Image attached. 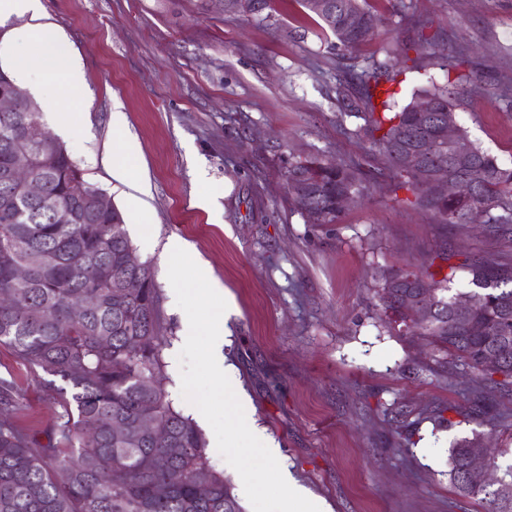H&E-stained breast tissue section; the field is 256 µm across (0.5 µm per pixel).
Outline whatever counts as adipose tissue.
<instances>
[{
	"instance_id": "ef3b65f1",
	"label": "adipose tissue",
	"mask_w": 512,
	"mask_h": 512,
	"mask_svg": "<svg viewBox=\"0 0 512 512\" xmlns=\"http://www.w3.org/2000/svg\"><path fill=\"white\" fill-rule=\"evenodd\" d=\"M23 15L30 18L24 34L35 43L36 49L25 56L14 43L0 42V66L10 70L21 82H33L34 71L53 70L68 83H79V69L68 56L60 54L54 28L42 20L40 0H0V25Z\"/></svg>"
}]
</instances>
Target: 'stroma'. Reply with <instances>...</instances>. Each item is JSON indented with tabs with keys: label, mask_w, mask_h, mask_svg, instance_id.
Instances as JSON below:
<instances>
[{
	"label": "stroma",
	"mask_w": 512,
	"mask_h": 512,
	"mask_svg": "<svg viewBox=\"0 0 512 512\" xmlns=\"http://www.w3.org/2000/svg\"><path fill=\"white\" fill-rule=\"evenodd\" d=\"M405 2L404 16L392 0H368L385 26L343 61L300 0H280L269 21L230 18L205 0H41L83 73L78 88L39 77L77 115L60 140L111 194L136 256L154 267L169 336L158 384L214 442L181 395L185 314L171 304L163 250L179 238L234 303L221 353L247 421L322 512H485L450 484L449 450L475 435L486 448L512 439V390L432 362L420 340L387 327L377 294L385 275L425 272L442 250L498 262L512 258V244L417 208L360 134L362 119L341 111L337 90L339 67L384 59L399 41L421 64L389 85L402 106L428 81L446 82L443 59L466 50L460 70L482 93L462 98L457 121L512 168V0ZM315 157L358 168L368 186L339 223H308L286 193L289 166ZM115 162L147 184L143 205L113 179ZM9 374L27 397L14 424L45 434L47 380L0 347V376Z\"/></svg>",
	"instance_id": "35a3bbf8"
}]
</instances>
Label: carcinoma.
Segmentation results:
<instances>
[{"mask_svg": "<svg viewBox=\"0 0 512 512\" xmlns=\"http://www.w3.org/2000/svg\"><path fill=\"white\" fill-rule=\"evenodd\" d=\"M315 18L328 47L343 59L360 45L380 35L383 20L368 8V0H334L348 4L367 24L365 33L343 38L342 11L322 13L312 0H301ZM236 0L237 11L262 21L272 18L277 0ZM401 52H387L360 69L342 70L338 101L349 116H362L364 133L389 163L392 178L417 192L421 172L402 164L409 149L424 142L434 144L424 167L448 166L458 178L465 173L454 166L446 146L435 144L438 123H448V111L456 110L459 93L431 83L415 90L400 111L392 110V95L384 84L395 80V63ZM385 99H380V94ZM421 98L435 101L434 123L418 125L414 107ZM381 100L384 115L376 114ZM41 123L38 112H0V168L10 160L12 148L24 147L34 156L33 174L44 194L31 200L19 184L0 182V294L13 293L14 301L26 302L19 313L11 303H0V347L31 375H47L61 382L55 398V420L49 442L39 445L27 430L0 422V512H245L224 474L210 464L207 441L194 421L177 411L158 386L149 387L161 366V351L168 342L160 318L159 292L151 262L130 270L125 255L132 249L124 215L117 206L101 210L94 198L99 188L89 183L83 170L59 140L30 141L28 128ZM473 165L487 177L478 187L456 197L428 200L416 196L418 205L442 224H484L489 234L512 242V169L473 146ZM299 177L311 195L315 224L339 223L344 208L343 192L362 194L363 180L357 169L313 158L288 170L286 184ZM67 207L69 224L54 221V210ZM449 263L451 273L468 276L464 294L474 300L471 325H448V309L460 293L448 288L450 276L398 273L402 288L379 290L380 300H402L405 286L422 279L433 289L434 316L426 323L413 320L395 333H413L430 348L432 360L451 359L463 368L482 370L484 357L499 356L496 373L512 385V263L488 267L466 256L453 263V255H437ZM28 268L18 280L13 270ZM85 309L74 322L69 312ZM24 395L14 378H0V413L12 415L23 407ZM124 424L121 435L112 431ZM476 438H463L450 448L448 478L457 493L488 505L487 512H512V464L500 468L502 448L489 454L495 469L502 470L503 488L489 489L468 468ZM205 471L210 490L198 493L196 475ZM180 479H172L173 473Z\"/></svg>", "mask_w": 512, "mask_h": 512, "instance_id": "1", "label": "carcinoma"}]
</instances>
